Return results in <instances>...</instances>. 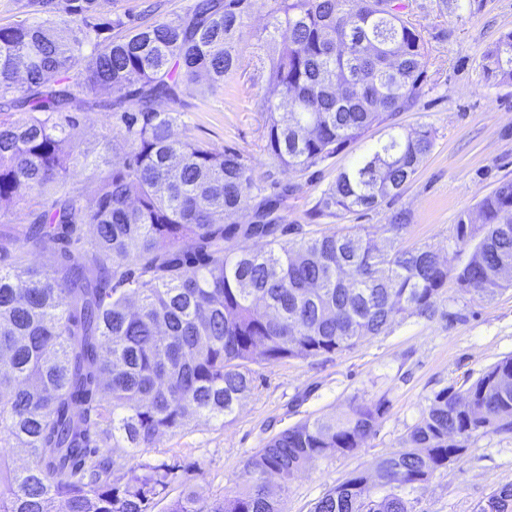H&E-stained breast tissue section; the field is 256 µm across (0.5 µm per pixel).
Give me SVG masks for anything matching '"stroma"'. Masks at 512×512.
I'll return each instance as SVG.
<instances>
[{
    "label": "stroma",
    "mask_w": 512,
    "mask_h": 512,
    "mask_svg": "<svg viewBox=\"0 0 512 512\" xmlns=\"http://www.w3.org/2000/svg\"><path fill=\"white\" fill-rule=\"evenodd\" d=\"M193 0H100L104 17L141 21L174 18ZM431 38L427 78L416 106L398 116L410 129L431 125L435 144L400 194L381 206L360 209L340 220H310L321 192L340 170L384 139L385 128L371 129L336 158L303 175L282 172L264 150V105L275 92L259 57L268 55V4L260 0L249 18L241 46L242 66L225 78L219 96L199 87L184 90L176 110L175 135H188L216 149L240 150L254 170L256 186L276 180L292 186L281 210L285 223L317 234L341 225L367 229L385 245L394 212L407 210L411 223L400 244L430 245L448 266L466 256L454 240L461 214L500 182L512 180V86L489 79L482 55L512 31V0H474L470 9L439 15L435 0H405ZM111 110L94 107L78 115L76 136L82 148L101 150L103 134L115 126ZM512 356V287L482 300L449 285L434 318L411 317L379 336L333 355L285 359L258 366L255 390L243 399L232 422L196 418L181 431L161 435L154 447L140 449L138 461L188 467V477L206 500L237 491L246 460L266 441L294 424L338 414L354 399H386L387 410L375 433L353 453L311 462L284 491L288 512H312L315 502L351 473L402 448L411 428L440 390L463 387L494 362ZM512 483V430L487 429L472 436L469 450L449 462L423 487L411 492L414 512H476L497 485Z\"/></svg>",
    "instance_id": "35a3bbf8"
}]
</instances>
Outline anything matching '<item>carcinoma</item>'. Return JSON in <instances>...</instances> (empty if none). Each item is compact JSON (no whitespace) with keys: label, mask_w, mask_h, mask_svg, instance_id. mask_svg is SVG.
<instances>
[{"label":"carcinoma","mask_w":512,"mask_h":512,"mask_svg":"<svg viewBox=\"0 0 512 512\" xmlns=\"http://www.w3.org/2000/svg\"><path fill=\"white\" fill-rule=\"evenodd\" d=\"M257 0H197L173 19L136 24L97 16L99 0H29L35 17L0 25V211L21 236L0 247V512H151L182 480L167 512H286L268 491L308 463L346 455L374 433L385 400H353L336 417L306 419L246 462L231 497L198 499L180 467L136 461L193 417L226 420L255 389L256 365L349 350L397 320L433 318L448 278L492 299L512 286V180L463 214L451 269L429 246L389 245L346 227L296 236L280 215L290 187L254 195L253 170L172 127L183 88L224 92ZM400 0H273L268 12L265 151L301 173L373 127L386 139L341 170L313 221L374 209L395 197L431 150L435 131L395 123L422 90L430 42ZM124 30L116 39L112 28ZM489 78L512 85V31L482 55ZM56 84L47 85V77ZM119 111L105 154L76 141L74 112ZM121 151L114 163L106 152ZM92 167L81 187L77 167ZM231 223L226 224L224 220ZM261 240L263 250L240 246ZM47 256V269L27 255ZM512 430V357L463 389L438 392L403 448L329 490L313 512H413L408 494L467 451L480 430ZM29 464L14 465L11 449ZM477 512H512V484Z\"/></svg>","instance_id":"cac0c4a2"}]
</instances>
